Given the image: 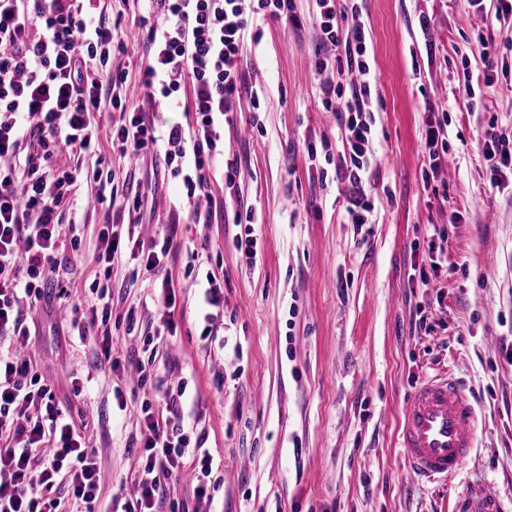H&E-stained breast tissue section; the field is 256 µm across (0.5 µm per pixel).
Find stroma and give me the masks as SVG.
Here are the masks:
<instances>
[{
	"mask_svg": "<svg viewBox=\"0 0 512 512\" xmlns=\"http://www.w3.org/2000/svg\"><path fill=\"white\" fill-rule=\"evenodd\" d=\"M370 35L372 172L363 190L370 224H351L349 182L335 164L310 168L307 140L343 150V130L324 111L314 73L322 45L312 0H296L298 23L255 15L259 41L238 60L246 86L263 88L261 129L241 100L224 152L240 158L239 193H224L223 160L210 197L187 198L145 152L113 161L100 138L88 151L62 150L49 167L76 174L65 218L77 246H62L60 281L72 293L99 272L101 224H133L144 239H172L162 270L176 289V336L159 344L146 386L100 367L91 343L70 325L71 305L53 300L26 353L60 409L85 421L101 475V503L132 487L128 443L136 422L119 413L115 387L163 399L180 378L196 386L184 425L221 466L214 512H453L473 486L496 492L512 512V182L492 188L476 149L489 122L512 135V83L486 86L481 50L512 64V32L469 13L466 0H358ZM107 21L125 23L109 69L127 74V110L151 109L138 65L121 51L143 0H94ZM429 17L421 29L420 17ZM475 94L467 96L465 83ZM447 115L448 152L431 180L423 137L430 116ZM115 172L119 194L154 182L151 203L127 215L101 190L94 170ZM256 210L258 255L247 266L232 239L240 206ZM209 220L193 223V212ZM195 262H188V250ZM438 269H431V261ZM129 253L112 269V338L136 353L165 314L152 275L134 278ZM428 273L430 287L420 285ZM223 282L217 321L202 338L199 279ZM452 371L466 382L481 418L480 440L449 486L409 484L397 432L407 397L424 377ZM85 388L74 394V380Z\"/></svg>",
	"mask_w": 512,
	"mask_h": 512,
	"instance_id": "obj_1",
	"label": "stroma"
}]
</instances>
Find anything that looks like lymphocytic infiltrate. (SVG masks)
Masks as SVG:
<instances>
[{
	"instance_id": "obj_1",
	"label": "lymphocytic infiltrate",
	"mask_w": 512,
	"mask_h": 512,
	"mask_svg": "<svg viewBox=\"0 0 512 512\" xmlns=\"http://www.w3.org/2000/svg\"><path fill=\"white\" fill-rule=\"evenodd\" d=\"M85 0H0V337L25 342L30 336L19 301L47 298L59 285L57 252L64 230L60 204L76 177L45 169L34 157L17 165L29 138L46 153L59 145L90 149L99 135L90 114L103 100L119 109L109 128L120 158L146 148L162 153L172 177L181 178L187 197L207 195V170L221 152L220 126L230 125L240 109L242 75L235 64L248 40L246 0H152L159 24L146 30L139 60L143 85L178 107V92L191 88L195 123L157 127L149 113L124 111L123 71L107 72L112 56V26L93 22ZM313 15L323 43L336 58L316 57L321 103L344 129L341 168L352 186L367 178L372 159L371 109L376 78L368 61V29L356 0H314ZM38 36H31L33 23ZM357 73L352 92L326 75ZM106 78H99V71ZM478 148L499 186L512 172V137L487 128ZM94 301L71 325L92 336L101 363L117 370L123 358L112 340V289L92 282ZM180 380L167 417L151 402L137 406L135 483L130 496H113L115 512H211L214 457L204 438L184 432L176 405L187 394ZM193 467V504L173 499L168 481ZM100 475L95 453L74 419L63 415L55 396L30 360L0 355V512H94Z\"/></svg>"
}]
</instances>
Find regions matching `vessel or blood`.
<instances>
[{
    "label": "vessel or blood",
    "instance_id": "1",
    "mask_svg": "<svg viewBox=\"0 0 512 512\" xmlns=\"http://www.w3.org/2000/svg\"><path fill=\"white\" fill-rule=\"evenodd\" d=\"M479 417L462 378L443 372L424 378L410 394L398 444L411 479L450 484L465 469L478 443ZM456 512H502L495 495L477 491Z\"/></svg>",
    "mask_w": 512,
    "mask_h": 512
}]
</instances>
